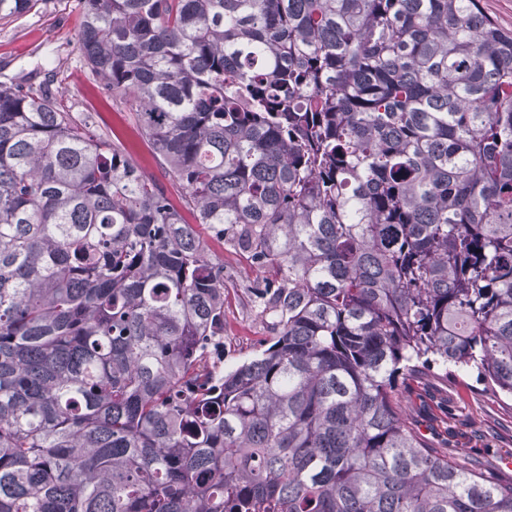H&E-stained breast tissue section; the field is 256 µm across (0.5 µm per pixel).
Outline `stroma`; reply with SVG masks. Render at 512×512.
<instances>
[{
    "label": "stroma",
    "instance_id": "1",
    "mask_svg": "<svg viewBox=\"0 0 512 512\" xmlns=\"http://www.w3.org/2000/svg\"><path fill=\"white\" fill-rule=\"evenodd\" d=\"M79 0H36L30 11L0 21V76L24 83L31 71L56 70L66 87L70 112L92 113L100 127L117 135L143 171L165 182L150 145L139 135L129 112L118 109L86 68L78 49ZM224 367L232 369L252 357L254 343L266 334L244 288L253 274L242 254L224 252ZM422 426L447 435L448 445L498 470L512 458V406L486 394L475 377L445 387L422 384L403 400Z\"/></svg>",
    "mask_w": 512,
    "mask_h": 512
}]
</instances>
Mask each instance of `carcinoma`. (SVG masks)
Returning a JSON list of instances; mask_svg holds the SVG:
<instances>
[{
	"label": "carcinoma",
	"instance_id": "obj_1",
	"mask_svg": "<svg viewBox=\"0 0 512 512\" xmlns=\"http://www.w3.org/2000/svg\"><path fill=\"white\" fill-rule=\"evenodd\" d=\"M79 2L181 195L64 86L0 83V512H512L400 400L512 401V32L480 0ZM213 241L267 272L229 370Z\"/></svg>",
	"mask_w": 512,
	"mask_h": 512
}]
</instances>
